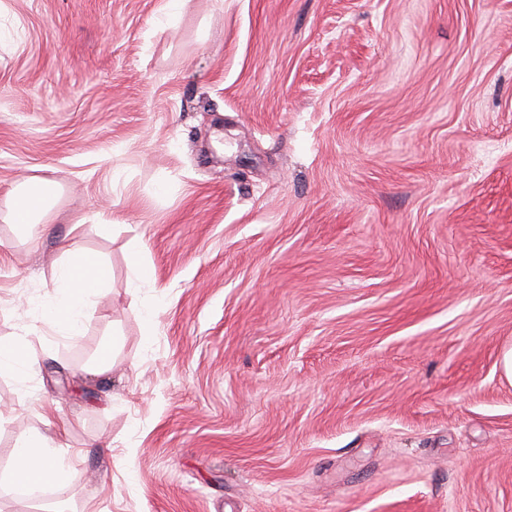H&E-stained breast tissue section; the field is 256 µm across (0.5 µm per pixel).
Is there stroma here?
<instances>
[{
    "instance_id": "stroma-1",
    "label": "stroma",
    "mask_w": 512,
    "mask_h": 512,
    "mask_svg": "<svg viewBox=\"0 0 512 512\" xmlns=\"http://www.w3.org/2000/svg\"><path fill=\"white\" fill-rule=\"evenodd\" d=\"M1 341L0 512H512V0H0ZM57 184L43 179H29L9 196L8 220L20 228H32L51 208L59 194ZM58 296L42 313V322L66 336L83 335L89 301L112 288L109 266L101 259L78 251L68 252L56 264ZM29 352L19 343H1L0 344V368L25 367L29 364ZM73 479L57 456L52 440L36 432L15 448L11 464L1 474V482L22 485L31 489L51 486L63 495Z\"/></svg>"
}]
</instances>
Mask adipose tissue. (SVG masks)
Segmentation results:
<instances>
[{"label":"adipose tissue","mask_w":512,"mask_h":512,"mask_svg":"<svg viewBox=\"0 0 512 512\" xmlns=\"http://www.w3.org/2000/svg\"><path fill=\"white\" fill-rule=\"evenodd\" d=\"M57 184L30 179L9 196L8 220L22 228L32 227L48 212L59 194ZM58 295L42 313V321L50 329L68 336L83 333L85 310L89 301L110 290L112 276L101 259L78 251L68 252L55 267ZM0 479L31 489L50 486L65 493L73 474L57 456L51 439L34 433L14 451L11 464Z\"/></svg>","instance_id":"ef3b65f1"}]
</instances>
